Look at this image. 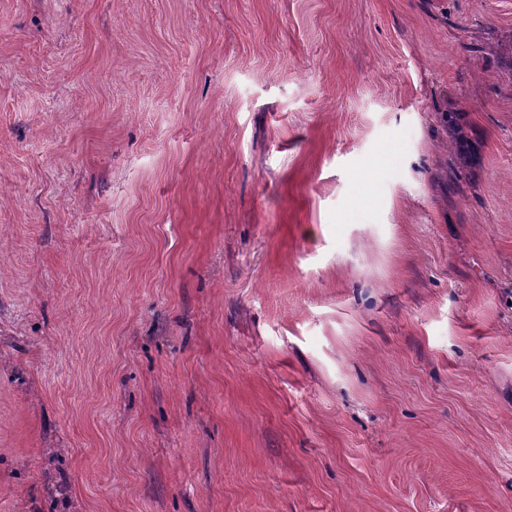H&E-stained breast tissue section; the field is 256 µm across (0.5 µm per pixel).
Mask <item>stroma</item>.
I'll use <instances>...</instances> for the list:
<instances>
[{
	"label": "stroma",
	"instance_id": "1",
	"mask_svg": "<svg viewBox=\"0 0 512 512\" xmlns=\"http://www.w3.org/2000/svg\"><path fill=\"white\" fill-rule=\"evenodd\" d=\"M0 512H512V0H0Z\"/></svg>",
	"mask_w": 512,
	"mask_h": 512
}]
</instances>
